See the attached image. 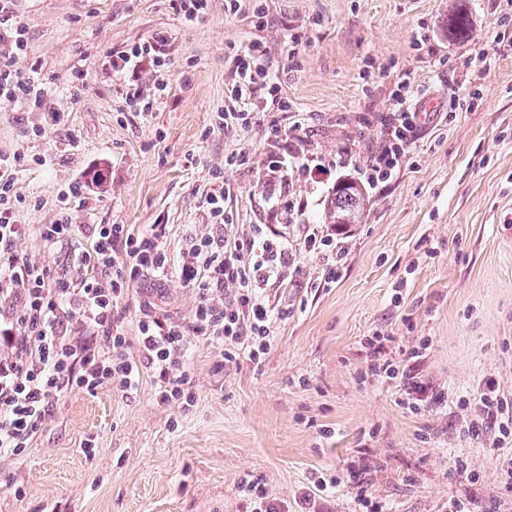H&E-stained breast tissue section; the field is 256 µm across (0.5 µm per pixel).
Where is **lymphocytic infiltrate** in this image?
Instances as JSON below:
<instances>
[{"label": "lymphocytic infiltrate", "mask_w": 512, "mask_h": 512, "mask_svg": "<svg viewBox=\"0 0 512 512\" xmlns=\"http://www.w3.org/2000/svg\"><path fill=\"white\" fill-rule=\"evenodd\" d=\"M9 3L0 0V40L11 43L9 52L0 53V102L35 109L44 86L16 66L27 41ZM166 46L165 35L156 34L114 54L112 71L122 75L146 61L166 66ZM234 64L238 80L230 95L235 100L252 101L262 91L277 94L279 75L261 42L241 44ZM424 94L413 76L401 77L382 142L362 169L366 188L376 189L400 170L418 122L416 105ZM24 165L23 156L0 155V455L30 447L53 408L76 387L93 392L109 385L128 393L137 390L148 370L156 379L159 402L191 405L196 394L186 356L195 340L214 345L225 361L244 356L261 364L271 349L275 322L288 317L287 308L272 303L270 289L312 285L298 254L318 260L326 282L335 280L349 255L345 238L332 224L298 225L294 237L267 224L252 225L245 235L228 233L231 189L219 171L202 199L211 231L187 236V246L179 252L167 247L161 224L136 233L126 224L72 223L71 213L86 207L93 186L105 180L97 172L69 185L59 222L37 227L46 242L78 234L91 239V248L75 262L95 275L76 283L52 275L13 249L26 232L16 220L13 202L14 174ZM172 275L197 295L190 321L168 322L147 300L139 306L135 337H128L124 303L131 291L142 284L161 290Z\"/></svg>", "instance_id": "obj_1"}]
</instances>
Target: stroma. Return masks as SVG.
<instances>
[{
	"label": "stroma",
	"instance_id": "1",
	"mask_svg": "<svg viewBox=\"0 0 512 512\" xmlns=\"http://www.w3.org/2000/svg\"><path fill=\"white\" fill-rule=\"evenodd\" d=\"M13 10L27 39L19 69L51 85L40 110L0 104V154L28 161L14 176L22 224L55 223L67 185L101 170L98 200L73 223L162 224L178 250L186 225L209 233L201 199L220 169L234 190L229 231L242 235L284 221L266 199L272 156L298 153L334 173L349 155L365 163L401 73L425 87L417 109L431 117L348 225L336 281L271 290L288 318L261 365L222 363L200 339L188 353L189 408L158 403L148 371L128 394L69 391L30 448L0 456V512H246L237 485L250 475L288 512L317 476L339 483L314 493L316 512H363L360 485L390 512H448L455 499L512 512L501 475L512 443L491 449V425L465 431V402L487 380L512 403V50L497 44L512 38V0H239L234 11L207 0L192 23L171 0H15ZM458 12L470 21L463 37L448 27ZM158 32L167 69L113 76V53ZM254 38L279 71L275 117L285 127L303 117L300 136L275 137L264 119L245 129L222 120L230 58ZM132 94L154 110L129 107ZM52 112L61 124H49ZM332 186L296 170L281 201H308L304 221L322 224ZM90 246L28 234L16 251L78 281L91 272L74 257ZM419 344L422 357L408 358ZM387 361L399 376L380 372ZM412 381L430 396L416 411ZM458 457L477 481L455 474Z\"/></svg>",
	"mask_w": 512,
	"mask_h": 512
}]
</instances>
